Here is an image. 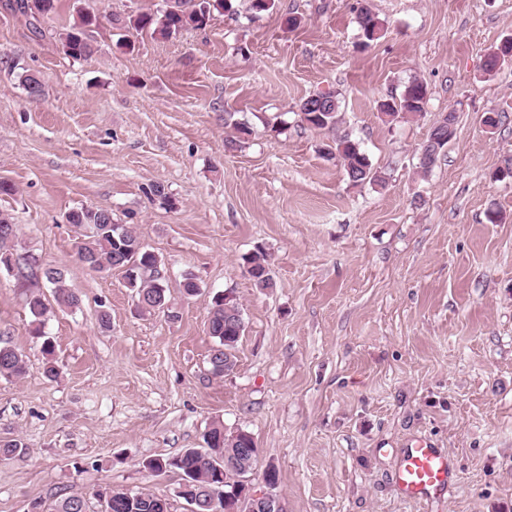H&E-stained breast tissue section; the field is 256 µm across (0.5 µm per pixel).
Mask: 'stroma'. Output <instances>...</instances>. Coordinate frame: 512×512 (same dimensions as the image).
<instances>
[{
	"mask_svg": "<svg viewBox=\"0 0 512 512\" xmlns=\"http://www.w3.org/2000/svg\"><path fill=\"white\" fill-rule=\"evenodd\" d=\"M0 0V213L16 251L61 269L81 304L53 309L57 379L43 373L24 303L27 284L0 270V334L27 357L0 379V512H53L78 492L146 490L188 512L179 476L143 460L204 447L215 423L250 432L274 464L286 512H512V61H484L512 35V0H275L267 12L214 14L208 27L117 44L107 15L164 0H59L33 31ZM384 24L364 43L357 10ZM101 16L96 50L67 55L59 38L77 7ZM298 18L297 27L286 24ZM41 76L30 99L20 78ZM422 114L390 120L379 104L411 80ZM339 100L335 132L302 125L300 101ZM251 130L239 146L225 113ZM456 115L429 173L419 150ZM495 112L500 123L481 122ZM358 141L384 182L352 185L321 157L333 134ZM162 183L174 208L152 202ZM111 210L160 259L164 311L141 314L123 272L76 257L67 214ZM499 213L490 222L491 213ZM269 255L273 288L254 287L243 258ZM197 295L181 287L185 274ZM231 293L245 330L232 373L209 372L213 295ZM108 311L110 329L97 325ZM427 441L448 451L440 499H403L400 455Z\"/></svg>",
	"mask_w": 512,
	"mask_h": 512,
	"instance_id": "35a3bbf8",
	"label": "stroma"
}]
</instances>
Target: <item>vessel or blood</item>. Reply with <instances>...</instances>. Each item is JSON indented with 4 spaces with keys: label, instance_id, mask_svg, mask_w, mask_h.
Instances as JSON below:
<instances>
[{
    "label": "vessel or blood",
    "instance_id": "obj_1",
    "mask_svg": "<svg viewBox=\"0 0 512 512\" xmlns=\"http://www.w3.org/2000/svg\"><path fill=\"white\" fill-rule=\"evenodd\" d=\"M453 480L450 458L442 449L422 443L404 449L396 471L401 496L421 502L444 493Z\"/></svg>",
    "mask_w": 512,
    "mask_h": 512
}]
</instances>
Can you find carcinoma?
I'll list each match as a JSON object with an SVG mask.
<instances>
[{
	"mask_svg": "<svg viewBox=\"0 0 512 512\" xmlns=\"http://www.w3.org/2000/svg\"><path fill=\"white\" fill-rule=\"evenodd\" d=\"M167 8L158 16L151 12H140L124 18H115L111 23L126 32L150 30L162 38H170L184 30H202L208 25L213 13L230 12L236 5L232 0H166ZM97 23L96 16L89 12L77 11L76 20L64 32L60 33L66 53L75 59L87 57L94 51L88 30ZM357 24L364 45L379 39L384 31L383 23L367 8L358 11ZM21 84L27 95L38 98L43 93L40 77L29 73L21 77ZM427 90L418 81L406 86L399 98V109L386 105V114L396 115L400 110L404 114H416L423 110ZM297 115L300 121L315 130L333 131L338 123V102L332 93H322L303 99ZM224 126L235 130L236 136L229 140V145H238L249 135L248 127L233 120L230 112L224 113ZM448 143V122L440 121L429 133L420 149V167L427 171L435 163L443 147ZM322 155L328 160H336L344 168L348 180L362 184L373 179L372 164L361 149L360 144L349 136H336L323 144ZM70 224L83 226L79 241L76 243L78 260L89 270L103 272L112 270V266L133 263L134 275L128 277L129 285L136 289L138 305L142 312L152 314L166 307V288L162 278L154 272L158 257L146 249L137 232L130 224H122L119 230L112 229L114 220L112 212L106 209L80 207L67 215ZM17 236V226L9 218L0 217V265L8 260L4 258V249ZM246 272L255 287L268 289L273 287V277L265 249L261 246L243 257ZM37 258L20 263L18 273L21 277L35 283L36 278H43L51 285L53 298L58 308L73 309L79 306V297L65 285L63 273L54 267L40 266L41 275H36L34 266ZM25 304L32 317L34 335L41 340L43 369L45 376L54 380L59 376V365L55 359V346L50 337L44 335L41 327L49 311L45 295L38 290H31L25 295ZM244 332L242 310L235 298L220 294L213 298L208 318V333L215 346L236 349ZM26 373L25 355L16 348L9 338L0 336V378L18 379ZM207 447L200 450L189 448L181 455L172 458H154L143 462V466L155 473L170 470L178 472L180 481L189 482L194 488H209L214 494H203L210 499L205 512H234L235 505L224 502L221 494L219 470L224 468V449L253 448L254 438L251 433L242 431L238 435L224 433L220 424L212 426L205 434ZM24 450V443L19 438L0 440V459L10 460ZM102 512H167V502L150 492H114L106 490V497L101 500ZM86 501L82 494L72 493L57 501L54 512H85Z\"/></svg>",
	"mask_w": 512,
	"mask_h": 512,
	"instance_id": "obj_1",
	"label": "carcinoma"
}]
</instances>
